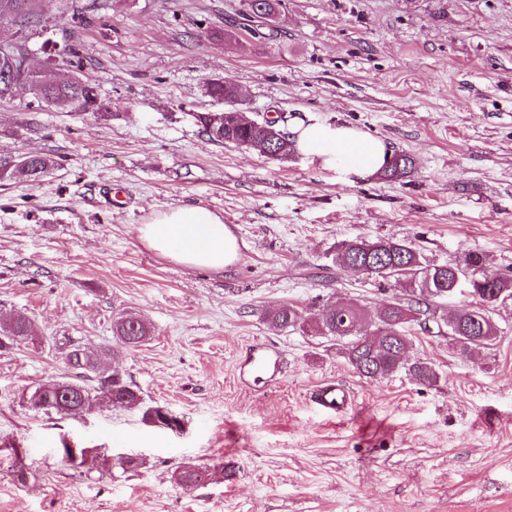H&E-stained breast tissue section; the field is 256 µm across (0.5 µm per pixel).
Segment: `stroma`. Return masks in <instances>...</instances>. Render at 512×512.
Segmentation results:
<instances>
[{"label":"stroma","mask_w":512,"mask_h":512,"mask_svg":"<svg viewBox=\"0 0 512 512\" xmlns=\"http://www.w3.org/2000/svg\"><path fill=\"white\" fill-rule=\"evenodd\" d=\"M71 2L46 0L38 26H0V41L101 102L79 115L0 100V155L57 160L40 180L0 181V324L34 325L0 353V512H512V299L492 313L494 345L472 356L409 324L407 358L435 368L430 387L360 376L335 340L265 320L286 304L307 317L344 299L370 316L411 306L394 281L336 267L356 237L396 238L437 264L474 251L512 277V0H282L274 24L245 27L246 0H110L85 21ZM215 80L254 119L357 126L410 157L411 174L343 181L298 153L210 141L196 117L223 109ZM187 203L233 229L234 265L190 269L142 243L139 225ZM120 315L151 329L110 360L140 405L26 403L74 377L70 346L111 348ZM262 346L280 370L254 382L246 364ZM327 384L350 392L346 417L313 402ZM149 407L178 429L147 422ZM68 443L112 468L69 465ZM125 456L139 466L122 469ZM188 466L207 471L189 487Z\"/></svg>","instance_id":"stroma-1"}]
</instances>
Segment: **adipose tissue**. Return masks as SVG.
Masks as SVG:
<instances>
[{
    "instance_id": "obj_1",
    "label": "adipose tissue",
    "mask_w": 512,
    "mask_h": 512,
    "mask_svg": "<svg viewBox=\"0 0 512 512\" xmlns=\"http://www.w3.org/2000/svg\"><path fill=\"white\" fill-rule=\"evenodd\" d=\"M293 133L300 153L345 180L373 175L388 157L383 139L345 124L314 121L296 126ZM138 233L150 248L191 268L221 271L240 257L236 235L201 205L157 213Z\"/></svg>"
}]
</instances>
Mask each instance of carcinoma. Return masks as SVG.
Wrapping results in <instances>:
<instances>
[{
  "mask_svg": "<svg viewBox=\"0 0 512 512\" xmlns=\"http://www.w3.org/2000/svg\"><path fill=\"white\" fill-rule=\"evenodd\" d=\"M43 0H0V21L21 27L36 26L41 22ZM247 6L256 18L268 20L281 6V0H248ZM12 55L0 56V99L11 98L29 92L48 109L84 114L98 111L101 105L93 104L91 92L94 88L75 78L49 80L39 70L33 68L21 78L7 75L5 71L20 69L27 50L23 46H11ZM197 121L203 132L213 141L232 143L236 146L255 148L272 145L273 158L286 159L294 153V141L288 132V119L277 116L280 137L270 142L265 136V128L244 119L238 123L213 120L210 112L198 115ZM55 166V160L43 154H34L23 163L14 156H0V180L26 178L35 181ZM412 161L404 154L395 153L382 168L380 175L389 180H400L411 173ZM336 265L348 269L353 265L365 268V274L393 279L400 284H408L415 292L416 311L425 314L430 311V303L445 300L457 294L462 278L459 266L463 265L476 272L484 268V257L477 252H467L463 264H435L428 262L411 245L390 238L366 241L356 238L345 242L336 251ZM468 292L476 302L450 306L440 316L448 335L454 338L453 347L462 354H472L492 345L498 335V327L492 317V307L496 302L491 297L512 298V278L497 274H485L469 281ZM409 312L399 305H388L376 315L374 331L359 340L357 326L364 320L363 310L354 302L346 301L320 310L310 320H305L301 312L292 305H283L266 315L268 324L276 329L294 328L307 324L315 334L330 337L344 343L348 362L360 375L372 378H386L398 371H405L416 381L432 385L437 382L435 369L426 362H406V351L410 338L406 326L410 323ZM113 335L125 347H134L150 335V327L143 321L125 317L116 320L112 326ZM33 333L31 321L17 317L13 324L3 330L7 342L0 341V352L13 349ZM83 382L66 379L73 386L70 390L72 402L104 403L111 407L141 401L139 391L120 374H109L112 385V398H104L103 383L80 374Z\"/></svg>",
  "mask_w": 512,
  "mask_h": 512,
  "instance_id": "carcinoma-1",
  "label": "carcinoma"
}]
</instances>
